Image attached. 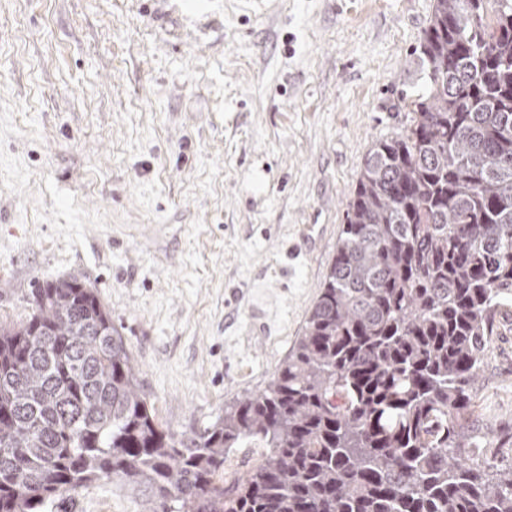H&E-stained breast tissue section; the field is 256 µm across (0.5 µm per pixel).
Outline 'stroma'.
<instances>
[{"mask_svg":"<svg viewBox=\"0 0 512 512\" xmlns=\"http://www.w3.org/2000/svg\"><path fill=\"white\" fill-rule=\"evenodd\" d=\"M434 0H0V323L94 288L155 421L264 391L329 272L365 154L428 85ZM464 433L512 464V325ZM102 479L48 512H150Z\"/></svg>","mask_w":512,"mask_h":512,"instance_id":"stroma-1","label":"stroma"}]
</instances>
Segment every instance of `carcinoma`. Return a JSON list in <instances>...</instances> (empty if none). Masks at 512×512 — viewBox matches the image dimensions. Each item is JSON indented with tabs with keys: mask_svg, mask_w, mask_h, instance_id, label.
<instances>
[{
	"mask_svg": "<svg viewBox=\"0 0 512 512\" xmlns=\"http://www.w3.org/2000/svg\"><path fill=\"white\" fill-rule=\"evenodd\" d=\"M428 91L376 141L302 336L211 427L157 426L93 288H35L0 323V512L119 477L169 512H512V465L465 459L496 316L512 306V0H435ZM266 453L231 486V449Z\"/></svg>",
	"mask_w": 512,
	"mask_h": 512,
	"instance_id": "1",
	"label": "carcinoma"
}]
</instances>
